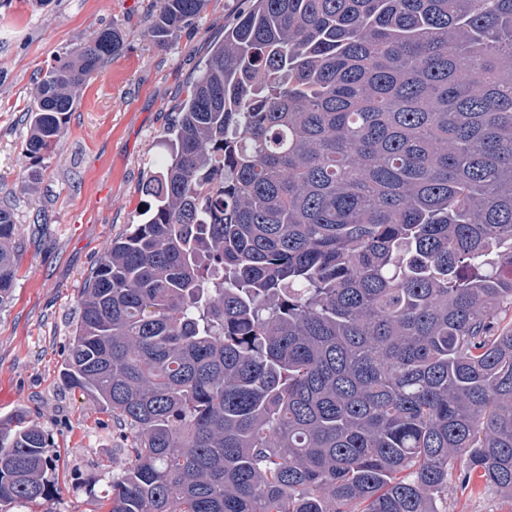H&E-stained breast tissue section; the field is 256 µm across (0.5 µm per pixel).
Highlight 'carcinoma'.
I'll use <instances>...</instances> for the list:
<instances>
[{
    "label": "carcinoma",
    "mask_w": 512,
    "mask_h": 512,
    "mask_svg": "<svg viewBox=\"0 0 512 512\" xmlns=\"http://www.w3.org/2000/svg\"><path fill=\"white\" fill-rule=\"evenodd\" d=\"M158 48L204 0H159ZM108 27L37 80L35 159ZM81 288L63 381L125 441L107 512H448L512 500V0H250ZM0 204V305L17 272ZM51 435L0 419V502ZM448 512H512V502L492 489L463 495L448 483Z\"/></svg>",
    "instance_id": "cac0c4a2"
}]
</instances>
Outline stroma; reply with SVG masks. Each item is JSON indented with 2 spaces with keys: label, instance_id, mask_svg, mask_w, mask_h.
<instances>
[{
  "label": "stroma",
  "instance_id": "obj_1",
  "mask_svg": "<svg viewBox=\"0 0 512 512\" xmlns=\"http://www.w3.org/2000/svg\"><path fill=\"white\" fill-rule=\"evenodd\" d=\"M247 0H206L200 15L157 48L146 34L158 0H0V200L21 241L12 296L0 306V418L24 411L52 433V501L0 512H104L102 490L122 444L112 419L61 367L80 291L113 236L137 223L141 187L168 157L165 131L210 45ZM125 34L124 53L81 89L59 142L40 161L31 190L22 117L36 77L101 29ZM46 222L34 225L37 212ZM448 512H512L491 489L448 491Z\"/></svg>",
  "mask_w": 512,
  "mask_h": 512
}]
</instances>
